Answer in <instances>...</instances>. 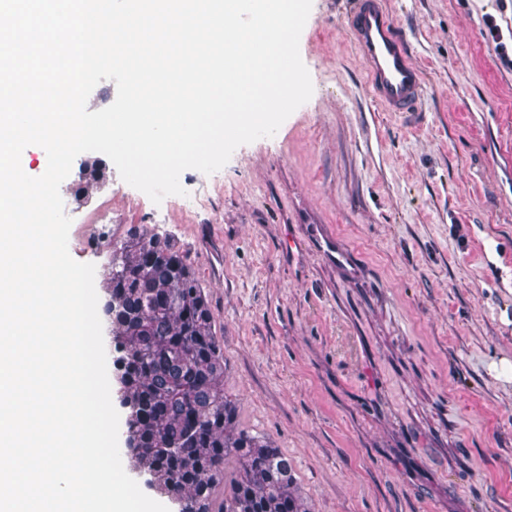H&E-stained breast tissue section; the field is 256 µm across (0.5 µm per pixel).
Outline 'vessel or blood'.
Masks as SVG:
<instances>
[{"label": "vessel or blood", "instance_id": "vessel-or-blood-1", "mask_svg": "<svg viewBox=\"0 0 512 512\" xmlns=\"http://www.w3.org/2000/svg\"><path fill=\"white\" fill-rule=\"evenodd\" d=\"M344 31L361 57L370 96L387 112H411L425 94L422 66L398 29L388 0H349ZM314 250L347 275H356L355 255L336 235L316 237Z\"/></svg>", "mask_w": 512, "mask_h": 512}]
</instances>
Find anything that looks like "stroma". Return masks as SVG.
I'll use <instances>...</instances> for the list:
<instances>
[{"label": "stroma", "mask_w": 512, "mask_h": 512, "mask_svg": "<svg viewBox=\"0 0 512 512\" xmlns=\"http://www.w3.org/2000/svg\"><path fill=\"white\" fill-rule=\"evenodd\" d=\"M347 2L313 0L311 99L221 170H185L184 195L153 203L78 155L68 250L102 305L130 226L180 253L235 427L287 456L307 512H512V0H389L426 73L416 112L365 94ZM83 163L104 173L85 201ZM308 224L356 247L358 277L306 248Z\"/></svg>", "instance_id": "stroma-1"}]
</instances>
